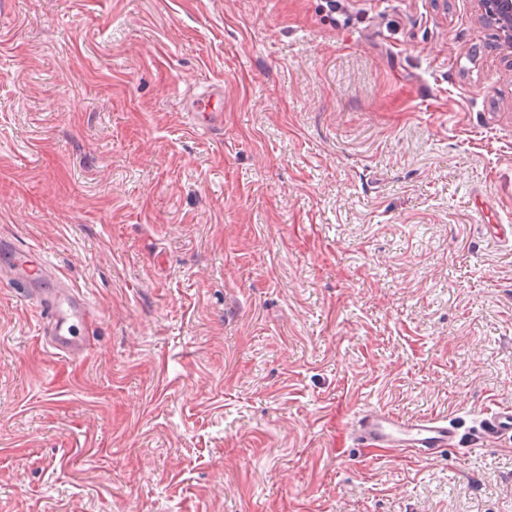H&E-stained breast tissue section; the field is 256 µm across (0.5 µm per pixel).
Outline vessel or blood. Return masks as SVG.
Segmentation results:
<instances>
[{
	"mask_svg": "<svg viewBox=\"0 0 512 512\" xmlns=\"http://www.w3.org/2000/svg\"><path fill=\"white\" fill-rule=\"evenodd\" d=\"M222 87H214L191 101L194 124L201 129L215 128L219 117L216 101L222 100ZM46 264L28 249L8 246L0 252V278L14 281L23 295L37 301L43 320L42 334L57 354L76 359L87 350L86 341L78 339L70 319L87 316L89 306L76 291L65 287L48 289ZM352 432L361 444L392 448L422 457L445 454L454 436L445 420L422 417L404 420L383 411H366L354 420ZM491 437L512 435V409L501 408L491 413L484 424Z\"/></svg>",
	"mask_w": 512,
	"mask_h": 512,
	"instance_id": "b4317fda",
	"label": "vessel or blood"
}]
</instances>
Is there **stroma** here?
I'll return each instance as SVG.
<instances>
[{
  "label": "stroma",
  "mask_w": 512,
  "mask_h": 512,
  "mask_svg": "<svg viewBox=\"0 0 512 512\" xmlns=\"http://www.w3.org/2000/svg\"><path fill=\"white\" fill-rule=\"evenodd\" d=\"M495 43L475 0H0V238L94 310L69 360L0 282V512H512ZM223 94L222 87L217 86L191 100V112L197 128L203 130L215 128L220 111L215 106L211 109L209 104L212 100H215V102L221 101ZM483 432L489 437L512 435V409L500 408L485 419ZM360 444L392 448L422 457H438L454 445L445 420L422 417L404 420L383 411H365L352 423Z\"/></svg>",
  "instance_id": "35a3bbf8"
}]
</instances>
